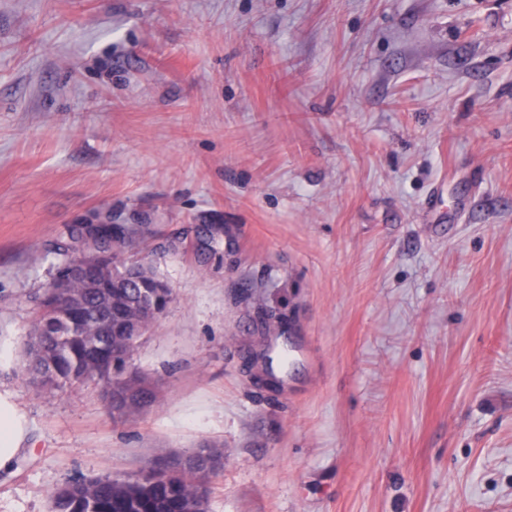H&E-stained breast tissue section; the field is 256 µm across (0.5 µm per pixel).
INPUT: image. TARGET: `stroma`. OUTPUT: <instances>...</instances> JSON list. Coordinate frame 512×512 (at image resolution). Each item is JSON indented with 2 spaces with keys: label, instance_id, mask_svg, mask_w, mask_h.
I'll list each match as a JSON object with an SVG mask.
<instances>
[{
  "label": "stroma",
  "instance_id": "35a3bbf8",
  "mask_svg": "<svg viewBox=\"0 0 512 512\" xmlns=\"http://www.w3.org/2000/svg\"><path fill=\"white\" fill-rule=\"evenodd\" d=\"M80 223L173 292L130 419L23 375ZM0 397V512L207 445L208 512H512V0H0ZM23 428L13 407L0 400V469L8 468L24 451L19 448Z\"/></svg>",
  "mask_w": 512,
  "mask_h": 512
}]
</instances>
